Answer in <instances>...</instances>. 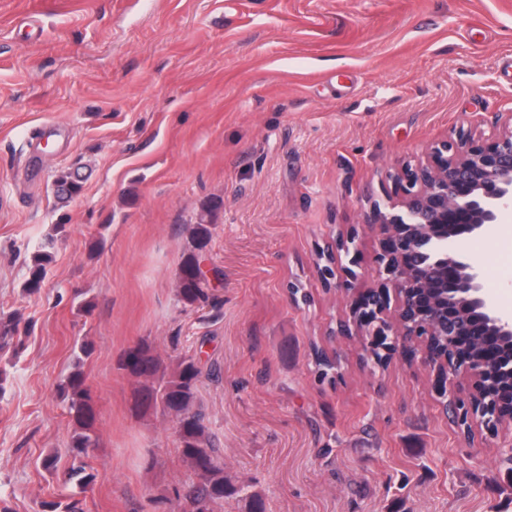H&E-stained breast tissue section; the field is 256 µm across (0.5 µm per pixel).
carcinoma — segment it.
I'll return each mask as SVG.
<instances>
[{"label": "carcinoma", "instance_id": "obj_1", "mask_svg": "<svg viewBox=\"0 0 512 512\" xmlns=\"http://www.w3.org/2000/svg\"><path fill=\"white\" fill-rule=\"evenodd\" d=\"M51 258L38 253L28 267L24 291L38 293L47 277ZM211 288L200 264V256L192 254L184 261L179 277L178 297L186 306H195L210 300ZM120 368L137 378L149 381L137 391L136 404L142 409L161 408L176 417L178 451L191 469L200 477V483L186 493L189 512H212L211 504L229 493L224 479V458L207 434L204 412L195 407L198 383L202 370L191 357L181 360L170 373L159 358L144 343L124 352ZM60 393L67 400V413L74 426L71 448L76 456L87 454L95 446L97 412L82 371L69 374L60 384Z\"/></svg>", "mask_w": 512, "mask_h": 512}]
</instances>
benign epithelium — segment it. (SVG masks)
Returning a JSON list of instances; mask_svg holds the SVG:
<instances>
[{
    "label": "benign epithelium",
    "instance_id": "obj_1",
    "mask_svg": "<svg viewBox=\"0 0 512 512\" xmlns=\"http://www.w3.org/2000/svg\"><path fill=\"white\" fill-rule=\"evenodd\" d=\"M406 195L370 223L388 230L379 257L380 287L356 304L372 353L388 358L397 337L445 336L448 347L425 342L437 371L435 389L447 394L448 371L464 370L475 386L468 403L448 399L459 425L471 416L494 428L512 417V405L488 393L496 379L512 378V315L500 312L483 291L478 263L466 240L512 214V113L497 114L491 132H463L429 148L425 161L395 174ZM397 292V317L386 318L389 288Z\"/></svg>",
    "mask_w": 512,
    "mask_h": 512
}]
</instances>
